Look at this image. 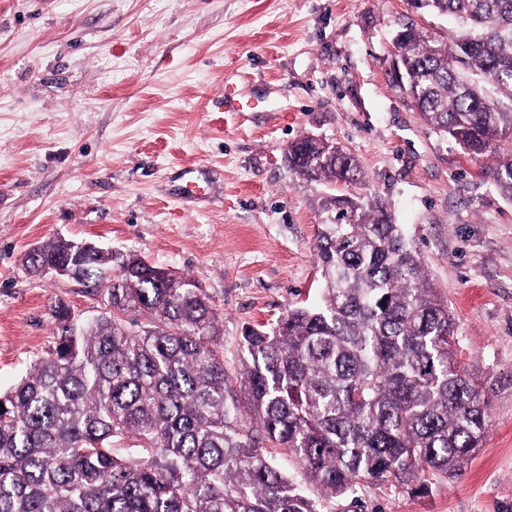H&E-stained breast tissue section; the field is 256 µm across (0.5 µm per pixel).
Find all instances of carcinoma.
<instances>
[{
    "label": "carcinoma",
    "instance_id": "1",
    "mask_svg": "<svg viewBox=\"0 0 512 512\" xmlns=\"http://www.w3.org/2000/svg\"><path fill=\"white\" fill-rule=\"evenodd\" d=\"M454 33L395 31L408 95L426 126L471 156L512 141V0H409ZM288 168L310 182L360 183L336 143L303 136ZM494 180L512 199V158ZM320 300L241 332L224 367L223 326L192 278L133 253L76 256L42 243L24 262L76 272L101 312L58 302L57 341L0 392V512H324L366 483L411 494L463 472L487 402L456 363L455 323L379 200L327 197ZM137 441L134 455L113 444ZM288 451L312 496L270 456Z\"/></svg>",
    "mask_w": 512,
    "mask_h": 512
}]
</instances>
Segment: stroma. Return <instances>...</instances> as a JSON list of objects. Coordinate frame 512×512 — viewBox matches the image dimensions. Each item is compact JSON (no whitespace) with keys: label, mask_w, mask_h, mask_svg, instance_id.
<instances>
[{"label":"stroma","mask_w":512,"mask_h":512,"mask_svg":"<svg viewBox=\"0 0 512 512\" xmlns=\"http://www.w3.org/2000/svg\"><path fill=\"white\" fill-rule=\"evenodd\" d=\"M408 20L457 27L407 0H0V390L53 346L57 301L98 313L24 265L57 236L196 280L239 372L243 326L320 293L322 201L350 188L286 165L315 135L357 160L361 194L420 254L488 402L462 474L417 495L368 484L325 512H512V200L493 179L512 149L472 158L423 125L389 69ZM228 83L259 108L220 111ZM189 168L214 201L180 197Z\"/></svg>","instance_id":"obj_1"}]
</instances>
